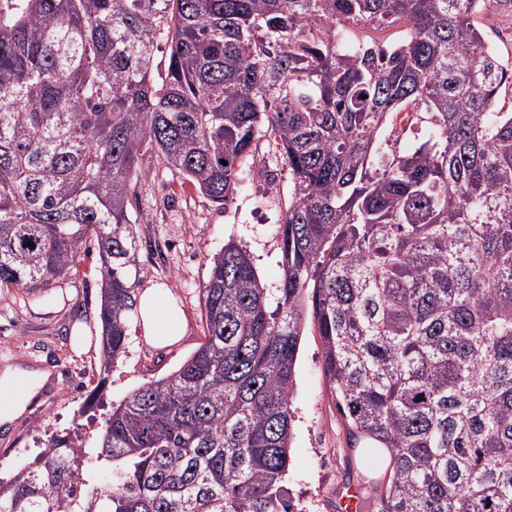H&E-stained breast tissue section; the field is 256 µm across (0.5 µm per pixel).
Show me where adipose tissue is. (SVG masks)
Segmentation results:
<instances>
[{"label": "adipose tissue", "mask_w": 512, "mask_h": 512, "mask_svg": "<svg viewBox=\"0 0 512 512\" xmlns=\"http://www.w3.org/2000/svg\"><path fill=\"white\" fill-rule=\"evenodd\" d=\"M138 317L148 342L157 347L172 345L185 334V319L168 288L157 285L139 296Z\"/></svg>", "instance_id": "obj_1"}]
</instances>
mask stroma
Here are the masks:
<instances>
[{
    "label": "stroma",
    "instance_id": "obj_1",
    "mask_svg": "<svg viewBox=\"0 0 512 512\" xmlns=\"http://www.w3.org/2000/svg\"><path fill=\"white\" fill-rule=\"evenodd\" d=\"M482 25L504 57L512 56V0H493ZM150 177L137 186L147 223L138 225L139 246L131 270L140 288L167 286L186 318L183 340L170 347L149 345L139 320H132L125 353L114 364L101 396L102 403L85 409L84 402L99 381L98 324L100 264L94 241L83 244L77 274L53 288L28 295L18 290L0 294V370L20 366L44 369L49 378L25 413L0 430V476L27 466L55 436H82L89 452L84 475L103 483L110 467L95 452L104 431L107 408L119 404L145 382L160 379L186 360L203 339L199 290L206 282L211 257L228 240L250 252L260 282L275 290L282 254L278 227L288 206L291 183L278 154L268 153L266 166L250 169L233 203L220 208L184 185L178 174L159 169L145 155ZM88 342L76 347L74 338ZM293 464L285 485L300 512H337L346 489L356 491L361 512H380L381 501L368 489L350 449L345 419L332 398L322 367L321 341L306 324L295 367Z\"/></svg>",
    "mask_w": 512,
    "mask_h": 512
}]
</instances>
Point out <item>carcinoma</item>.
I'll list each match as a JSON object with an SVG mask.
<instances>
[{
	"label": "carcinoma",
	"mask_w": 512,
	"mask_h": 512,
	"mask_svg": "<svg viewBox=\"0 0 512 512\" xmlns=\"http://www.w3.org/2000/svg\"><path fill=\"white\" fill-rule=\"evenodd\" d=\"M490 2L0 10V292L64 278L93 239L99 385L138 303L143 156L227 207L264 139L292 183L276 297L245 248L211 258L204 340L112 407V482L82 478L81 437L53 436L0 479V512H300L284 481L306 315L362 466L385 469L381 512H512V61L479 24ZM402 116L405 153L382 137Z\"/></svg>",
	"instance_id": "obj_1"
}]
</instances>
